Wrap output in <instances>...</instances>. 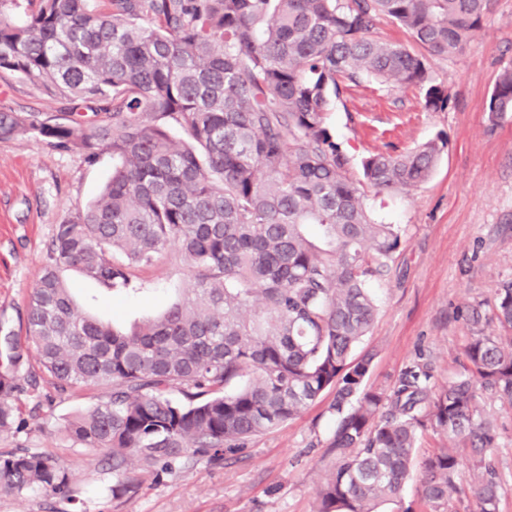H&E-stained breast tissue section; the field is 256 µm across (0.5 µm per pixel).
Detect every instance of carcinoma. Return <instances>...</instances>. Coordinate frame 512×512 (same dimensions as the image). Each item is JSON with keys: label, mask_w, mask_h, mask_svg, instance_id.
Returning a JSON list of instances; mask_svg holds the SVG:
<instances>
[{"label": "carcinoma", "mask_w": 512, "mask_h": 512, "mask_svg": "<svg viewBox=\"0 0 512 512\" xmlns=\"http://www.w3.org/2000/svg\"><path fill=\"white\" fill-rule=\"evenodd\" d=\"M97 2L0 0V69L71 104L61 115L0 111V140L36 136L88 163L103 151L115 160L99 196L56 225L25 340L0 332V432L15 425L22 380L36 392L41 373L61 394L111 386L64 434L109 450L118 499L137 487L131 458L158 481L190 456L240 453L332 389L336 464L317 512H377L401 501L415 471L440 512L458 491L461 448L473 512H498L499 433L479 402L489 392L512 405V342L479 331L459 373L437 383L414 361L388 391L366 389L373 356L355 353L405 233L374 217L365 188L388 198L424 184L447 140L372 153L358 179L327 123L360 78L417 87L428 111L447 107L430 61L462 55L492 0H106L107 12ZM383 18L419 50L384 40ZM487 112L493 128L512 112V66ZM172 124L185 138L170 136ZM172 247L189 287L128 330L81 313L60 276L75 268L126 292ZM456 314L512 334V279L491 312L467 303ZM428 428L451 445L419 459ZM29 489L78 499L65 463L0 452V494Z\"/></svg>", "instance_id": "carcinoma-1"}]
</instances>
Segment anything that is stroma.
<instances>
[{"label":"stroma","mask_w":512,"mask_h":512,"mask_svg":"<svg viewBox=\"0 0 512 512\" xmlns=\"http://www.w3.org/2000/svg\"><path fill=\"white\" fill-rule=\"evenodd\" d=\"M512 64V0H493L464 54L435 59L431 69L447 88L446 109L430 112L420 89L395 90L363 79L333 102L329 124L353 162L371 153L404 151L441 136L448 144L428 182L386 200L384 211L405 235L397 274L376 287L378 313L358 353H372L366 380L393 387L413 359L430 362L435 380L453 375L474 328L457 319L464 303L492 305L512 278V118L490 127L486 112L498 72ZM64 101L18 74L0 69V110L58 114ZM112 156L86 163L75 153L25 136L0 140V327L20 331L27 298L39 278L56 224L84 207L112 174ZM63 279L78 309L121 327L162 314L190 279L177 249L138 271L134 291L110 297L78 271ZM109 386H77L37 408L28 389L15 392L19 428L0 432V452H46L65 462L80 490L83 512H315L316 489L335 460L327 444L334 427L324 392L299 416L252 440L233 456L195 458L163 481L130 460L139 488L112 498L108 453L74 447L61 428L71 415L106 400ZM483 415L500 433L493 457L499 474V512H512V405L484 396Z\"/></svg>","instance_id":"1"}]
</instances>
